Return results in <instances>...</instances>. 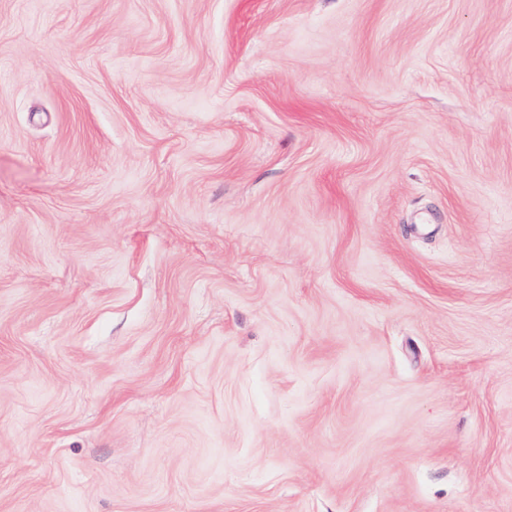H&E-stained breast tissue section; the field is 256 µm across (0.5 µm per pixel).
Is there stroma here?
<instances>
[{
	"mask_svg": "<svg viewBox=\"0 0 512 512\" xmlns=\"http://www.w3.org/2000/svg\"><path fill=\"white\" fill-rule=\"evenodd\" d=\"M0 512H512V0H0Z\"/></svg>",
	"mask_w": 512,
	"mask_h": 512,
	"instance_id": "stroma-1",
	"label": "stroma"
}]
</instances>
